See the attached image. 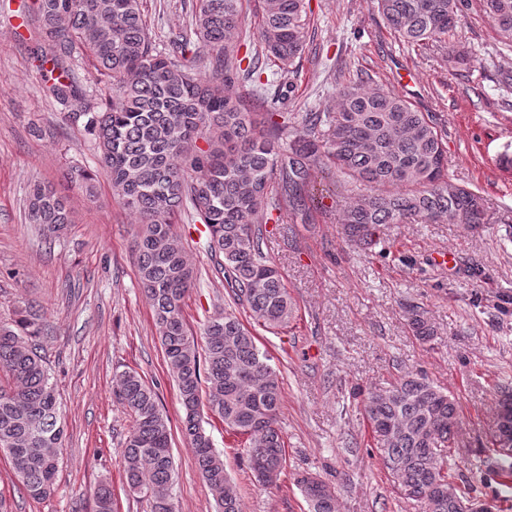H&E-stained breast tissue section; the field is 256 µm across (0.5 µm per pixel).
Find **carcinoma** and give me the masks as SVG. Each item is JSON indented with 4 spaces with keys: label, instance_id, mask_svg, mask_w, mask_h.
<instances>
[{
    "label": "carcinoma",
    "instance_id": "cac0c4a2",
    "mask_svg": "<svg viewBox=\"0 0 512 512\" xmlns=\"http://www.w3.org/2000/svg\"><path fill=\"white\" fill-rule=\"evenodd\" d=\"M512 48V0H479ZM465 0H377L387 25L406 42H440L456 28ZM37 28L44 40L32 54L50 65L46 92L60 101L83 100L93 89L73 76L71 52L92 58L112 98L87 112L86 125L98 144V164L113 194L135 215L139 230L131 242L139 286L149 299L164 359L184 412L182 432L212 495L216 512H242L241 497L202 426L207 411L245 439L249 468L263 485L266 471L286 466L279 424L283 377L269 364L252 328L277 335L295 316V302L263 249L262 225L272 212L292 223H315L324 205L315 184L343 176L368 191L340 205L342 238L371 246L384 224L490 223L484 199L448 178L443 138L429 115L399 94L369 88L358 78L337 89L334 112L301 115L303 133L291 136L283 116L292 90L266 92L262 62L286 72L306 48L305 0H261L259 47L234 56L240 34L242 0H196L190 36L162 51L153 46L141 0H34ZM204 54L203 75L191 50ZM256 84V104L248 107L234 87ZM205 146H200L199 142ZM88 200L95 199L90 171L68 173ZM191 211L207 232V249L223 275L232 311L218 312L202 336L188 329L185 300L196 273L174 231L181 210ZM29 223L46 237L72 223L71 211L55 190L34 184L27 204ZM416 339L427 343L437 330L419 306L407 310ZM40 318L27 311L0 322V449L10 457L24 495L35 501L55 491L57 456L65 440L59 393L40 353ZM115 395L132 419L122 442L121 466L129 491L146 502L147 512H175L171 426L159 396L136 371L118 376ZM373 449L400 497L419 512H464L472 498L451 475L449 443L459 425L454 398L423 373L409 372L363 399ZM512 441V418L496 423L491 446L500 456L499 435ZM308 512H336L330 487L309 473L296 478ZM94 512H116L112 486L99 484Z\"/></svg>",
    "mask_w": 512,
    "mask_h": 512
}]
</instances>
